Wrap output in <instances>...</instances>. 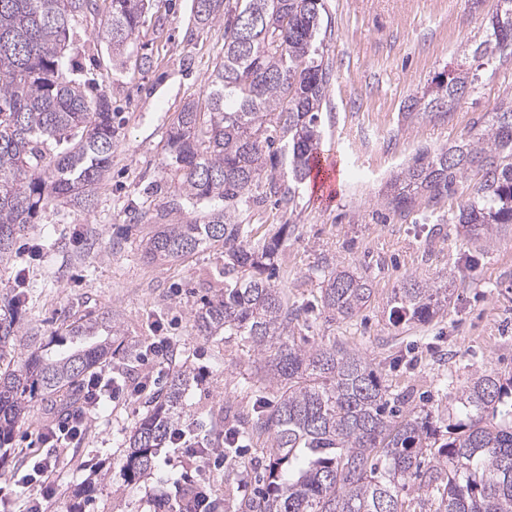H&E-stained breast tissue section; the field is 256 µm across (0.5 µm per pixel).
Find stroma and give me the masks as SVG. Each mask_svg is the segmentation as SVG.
I'll list each match as a JSON object with an SVG mask.
<instances>
[{
	"label": "stroma",
	"mask_w": 512,
	"mask_h": 512,
	"mask_svg": "<svg viewBox=\"0 0 512 512\" xmlns=\"http://www.w3.org/2000/svg\"><path fill=\"white\" fill-rule=\"evenodd\" d=\"M324 61L333 75L324 105L319 151L336 160V194L301 185L295 214L282 212L267 196L250 211L254 240L279 225L296 229L278 257L275 283L300 312L295 339L305 346L336 343L379 364L392 394L408 396L409 408L447 413L458 388L475 371L512 374V231L486 246L475 244L452 221L480 177L468 174L453 194L435 205L400 214L384 205L390 176L422 149L457 143L480 126L488 112L512 101V57L482 70L460 100L449 103L447 121L403 114L412 98L453 69L483 39L496 0H324ZM99 16L80 19L85 57L112 100L118 131L108 177L98 185L92 210L55 206L29 234L44 244L39 259L14 254L0 263V298L12 292L25 270L32 300L26 323L50 335L66 317L116 314L126 344L144 347L142 357L114 358L99 366L104 377L123 368L119 398L102 406L69 447L55 449L39 431L48 412L34 400L7 456L0 461V512H27L28 496L11 480L36 459L60 457L53 474L57 496L49 512H156L166 496L176 507L178 488L203 484L221 512H245L256 496L268 458L263 440H247L235 461L221 464L160 449L151 472L128 480L123 471L126 440L172 370L199 375L184 397L182 422L195 435L213 437L212 419L225 427L251 408L248 388L263 361L237 336H200L193 314L219 281L224 251L205 247L176 261L144 258L142 242L152 231L141 212L163 213L183 205L178 181L164 172L161 148L183 105L202 98L209 74L224 56V24L202 25L193 0H154L137 45L151 58L142 69L136 57L116 62L97 38ZM334 265L366 272L374 294L351 319H331L320 303L322 269ZM447 280L448 310L422 325L389 323L388 301L404 275ZM168 338L167 356L151 343ZM101 474L87 498L76 485Z\"/></svg>",
	"instance_id": "stroma-1"
}]
</instances>
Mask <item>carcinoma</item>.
Listing matches in <instances>:
<instances>
[{"label": "carcinoma", "instance_id": "carcinoma-1", "mask_svg": "<svg viewBox=\"0 0 512 512\" xmlns=\"http://www.w3.org/2000/svg\"><path fill=\"white\" fill-rule=\"evenodd\" d=\"M0 0V260L60 203L90 209L112 162V102L83 62L76 24L102 13L97 37L121 58L134 46L149 0ZM323 0H194L200 24L224 20V59L208 77L204 100L186 102L166 132L164 168L180 181L191 206L209 209L203 222L154 216L146 244L152 258L177 260L202 247L224 248V286L193 315L200 336H240L265 360L251 381L257 402L229 439L238 456L245 434L266 436L263 489L249 512H406L407 479L422 459L437 465L419 484L428 512H512V376L472 375L437 426L430 414L399 415L398 398L373 363L334 343H296L299 310L269 270L295 225L251 243L247 223L262 195L277 196L288 215L310 173L323 133L320 114L330 81L320 39ZM512 57V0H497L486 38L472 63L440 76L413 100L404 118L445 119L479 71ZM470 172L481 175L457 223L475 241L490 242L512 224V102L500 103L467 137L421 151L390 182L386 205L401 213L436 203ZM0 304V447L12 443L36 397L75 406L81 378L114 355L120 322L110 312L62 321L45 341L23 323L25 272ZM373 295L371 279L343 266L322 271L323 311L359 314ZM449 289L416 278L394 290L391 324L429 323L448 308ZM188 367L171 373L159 401L136 423L124 462L130 480L150 472L158 449L181 428ZM282 386L272 410L264 390Z\"/></svg>", "mask_w": 512, "mask_h": 512}]
</instances>
